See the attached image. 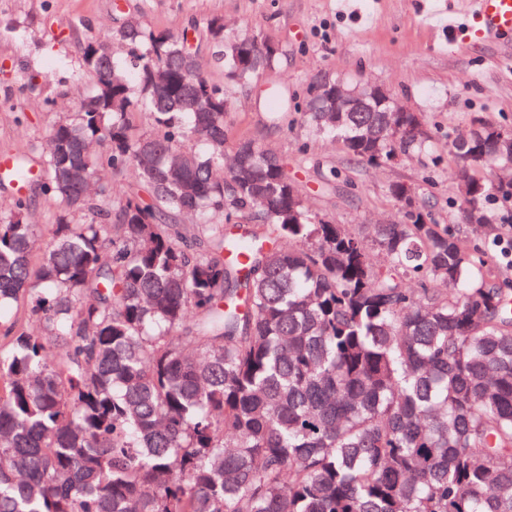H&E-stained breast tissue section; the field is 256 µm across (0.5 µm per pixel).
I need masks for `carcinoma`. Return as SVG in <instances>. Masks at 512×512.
Wrapping results in <instances>:
<instances>
[{
	"label": "carcinoma",
	"instance_id": "carcinoma-1",
	"mask_svg": "<svg viewBox=\"0 0 512 512\" xmlns=\"http://www.w3.org/2000/svg\"><path fill=\"white\" fill-rule=\"evenodd\" d=\"M207 30L241 89L249 60L277 63L218 17ZM110 38L131 54L84 48L92 91L34 177L59 223H29L22 196L0 213V512H512V281L488 251L420 200L360 236L248 137L208 179L226 87L134 16ZM265 101L288 121V95ZM144 114L151 134L135 133ZM388 116L300 113L358 162L427 149L408 116L389 137ZM473 123L482 167L448 153L461 218L492 242L512 223L492 208L512 199L495 181L512 144ZM105 165L137 182L84 194ZM23 303L36 332L7 319Z\"/></svg>",
	"mask_w": 512,
	"mask_h": 512
}]
</instances>
